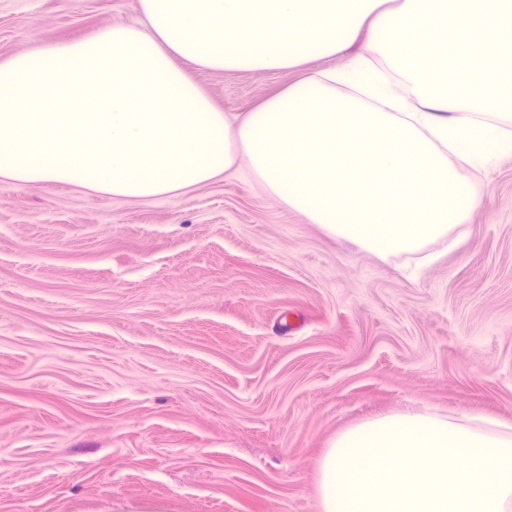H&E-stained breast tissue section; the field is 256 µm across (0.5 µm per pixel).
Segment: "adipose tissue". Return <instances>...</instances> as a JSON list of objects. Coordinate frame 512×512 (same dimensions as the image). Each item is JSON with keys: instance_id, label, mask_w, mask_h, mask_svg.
<instances>
[{"instance_id": "ef3b65f1", "label": "adipose tissue", "mask_w": 512, "mask_h": 512, "mask_svg": "<svg viewBox=\"0 0 512 512\" xmlns=\"http://www.w3.org/2000/svg\"><path fill=\"white\" fill-rule=\"evenodd\" d=\"M140 19L0 61V178L146 199L245 163L377 257L428 261L512 156V0H139ZM488 46L473 56L472 43ZM342 57L341 65L312 68ZM294 71L230 117L190 68Z\"/></svg>"}]
</instances>
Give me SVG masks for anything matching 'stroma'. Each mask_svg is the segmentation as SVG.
I'll use <instances>...</instances> for the list:
<instances>
[{
  "instance_id": "1",
  "label": "stroma",
  "mask_w": 512,
  "mask_h": 512,
  "mask_svg": "<svg viewBox=\"0 0 512 512\" xmlns=\"http://www.w3.org/2000/svg\"><path fill=\"white\" fill-rule=\"evenodd\" d=\"M138 0H0V60ZM241 112L288 72L192 70ZM432 260L332 238L246 170L125 199L0 179V512H320L336 435L397 412L512 428V157Z\"/></svg>"
}]
</instances>
